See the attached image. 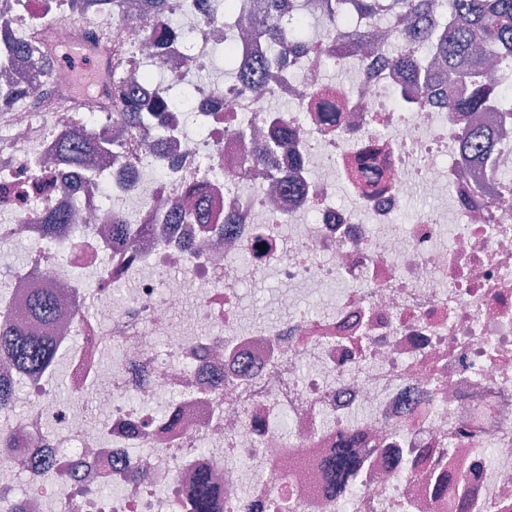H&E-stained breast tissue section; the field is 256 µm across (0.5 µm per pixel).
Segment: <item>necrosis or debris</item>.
<instances>
[{
	"mask_svg": "<svg viewBox=\"0 0 512 512\" xmlns=\"http://www.w3.org/2000/svg\"><path fill=\"white\" fill-rule=\"evenodd\" d=\"M220 2L169 0L159 47L145 39L153 0L106 18L124 74L168 111L131 126L117 108L0 101V249L28 247L0 265V319L62 292L50 327L31 330L50 331L65 365L27 375L0 357V384L26 388L23 411L0 412L23 451L0 457V512H189L204 470L216 512H512V69L495 70L491 153L468 154L447 106L461 86L424 97L393 62L387 19L358 0L331 13L288 0L285 30L315 19L369 37L340 54L303 34L275 62ZM49 13L72 15L70 0H0V92L6 72L33 76L8 45ZM227 48L268 58L266 94L209 80ZM67 129L123 147L75 169ZM194 208L205 223L171 218ZM61 214L75 221L57 244L44 226ZM116 216L128 233L105 232ZM268 276L288 300L264 318L239 287ZM344 444L366 467L341 500L323 462ZM36 446L52 474H31Z\"/></svg>",
	"mask_w": 512,
	"mask_h": 512,
	"instance_id": "obj_1",
	"label": "necrosis or debris"
}]
</instances>
